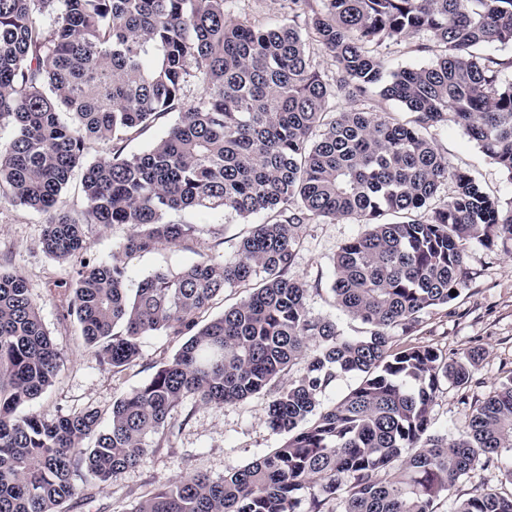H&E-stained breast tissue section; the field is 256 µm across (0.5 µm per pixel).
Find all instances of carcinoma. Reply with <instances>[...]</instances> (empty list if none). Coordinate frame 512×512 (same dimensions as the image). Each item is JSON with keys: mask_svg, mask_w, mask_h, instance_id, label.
<instances>
[{"mask_svg": "<svg viewBox=\"0 0 512 512\" xmlns=\"http://www.w3.org/2000/svg\"><path fill=\"white\" fill-rule=\"evenodd\" d=\"M224 2L0 0V127L13 130L0 206L44 215L43 251L79 259L61 308L102 363L124 370L156 333L183 340L113 402L104 427L92 407L21 414L64 358L23 273L0 268V512H60L82 487L109 485L175 426L188 396L223 406L265 391L284 440L219 479L181 475L125 512H330L338 501L341 512H436L512 449V377L457 434L432 432L440 382L468 384L480 349L451 361L431 346L391 349L394 331L457 299L471 243L512 241V206L435 144L451 121L512 181V58L479 53L512 46V0H283L288 23L275 28L228 19ZM305 31L334 59L332 78ZM416 35L432 62L386 74L385 51ZM376 93L407 117L377 111ZM341 97L360 107L337 111ZM170 117L165 136L126 152ZM91 142L109 154L89 160ZM77 172L84 207L72 213L62 194ZM189 208L270 219L232 259L206 255L127 288L129 257L192 239L193 225L164 221ZM325 220L365 226L332 259V303L360 324L356 336L313 314V288L291 272L304 226ZM90 224L129 227L111 260L84 257ZM235 285L248 296L202 320ZM342 374L358 385L322 406ZM455 512H512V492L478 488Z\"/></svg>", "mask_w": 512, "mask_h": 512, "instance_id": "carcinoma-1", "label": "carcinoma"}]
</instances>
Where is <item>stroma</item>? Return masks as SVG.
I'll return each mask as SVG.
<instances>
[{
  "instance_id": "35a3bbf8",
  "label": "stroma",
  "mask_w": 512,
  "mask_h": 512,
  "mask_svg": "<svg viewBox=\"0 0 512 512\" xmlns=\"http://www.w3.org/2000/svg\"><path fill=\"white\" fill-rule=\"evenodd\" d=\"M226 8L232 19L256 25L273 26L288 20L282 0H228ZM436 144L453 168L468 172L501 202L512 201V182L460 127L445 125L437 132ZM166 220L194 225L193 242L186 248L161 246L128 259L129 288H136L154 271L176 273L207 254L234 258L242 237L261 218L254 215L245 220L220 211L186 209L168 213ZM43 226L44 217L37 212L21 206L0 207V267L24 273L39 303L41 319L65 357L55 384L28 408L48 419L88 406L109 413L114 400L141 386L152 374L160 354H174L180 343L165 335L148 336L142 341L140 359L124 371L115 372L100 363L84 346L76 323L62 316L59 296L71 282L74 264L52 259L42 251ZM362 230V225L346 220L305 225L292 267L294 275L318 288L309 298L311 311L335 320L347 335L355 334L358 324L328 301L332 258L339 245ZM466 264L469 278L459 298L424 315L412 334L393 338L394 347L431 345L451 358L473 347L484 351L467 386L442 384L431 413L432 429L439 433L461 429L489 391L512 376V245L489 250L471 244ZM266 403L263 394L220 407L185 398L176 413L184 425L170 435L168 443L157 450L148 449L138 465L114 476L108 487L85 488L69 502L68 512H123L141 493L166 486L182 474L201 471L218 478L247 466L283 441L268 426ZM511 468L512 453L502 452L439 500L437 512H454L457 499L478 487L507 488L505 473Z\"/></svg>"
}]
</instances>
